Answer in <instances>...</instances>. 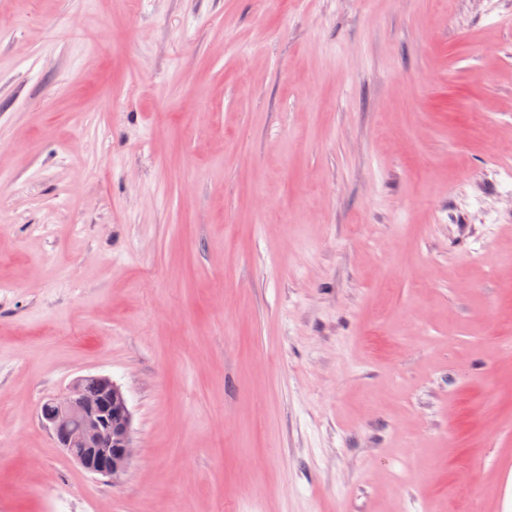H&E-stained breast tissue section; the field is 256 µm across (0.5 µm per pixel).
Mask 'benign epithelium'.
Segmentation results:
<instances>
[{
    "label": "benign epithelium",
    "instance_id": "7a95c632",
    "mask_svg": "<svg viewBox=\"0 0 512 512\" xmlns=\"http://www.w3.org/2000/svg\"><path fill=\"white\" fill-rule=\"evenodd\" d=\"M54 411L40 414L60 447L87 472L115 478L134 455L132 414L121 388L110 378H78L51 399Z\"/></svg>",
    "mask_w": 512,
    "mask_h": 512
}]
</instances>
